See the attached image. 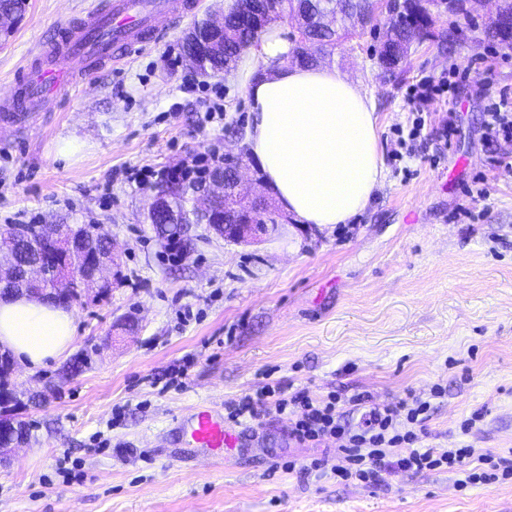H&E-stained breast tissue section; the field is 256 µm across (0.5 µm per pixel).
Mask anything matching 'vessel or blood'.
<instances>
[{
    "instance_id": "1",
    "label": "vessel or blood",
    "mask_w": 512,
    "mask_h": 512,
    "mask_svg": "<svg viewBox=\"0 0 512 512\" xmlns=\"http://www.w3.org/2000/svg\"><path fill=\"white\" fill-rule=\"evenodd\" d=\"M197 7V0H101L27 61L15 79V93L0 98V115L50 110L74 87L92 83L103 70L159 40ZM179 428L190 447L213 458L236 445L223 418L209 406L191 408Z\"/></svg>"
}]
</instances>
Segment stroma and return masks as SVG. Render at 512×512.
Returning a JSON list of instances; mask_svg holds the SVG:
<instances>
[{
	"label": "stroma",
	"instance_id": "obj_1",
	"mask_svg": "<svg viewBox=\"0 0 512 512\" xmlns=\"http://www.w3.org/2000/svg\"><path fill=\"white\" fill-rule=\"evenodd\" d=\"M91 2L26 0L0 38V93ZM487 22L436 19L392 74L373 33L325 51L322 65L373 99L383 158L371 201L345 224L290 220L243 244L195 224L170 253L146 219L160 183L138 187L124 170L236 151L250 116L238 70L205 76L185 60L187 21L57 111L0 128V225L98 224L118 253L108 290L71 305L65 356L15 366L25 400L11 412L30 440L0 464V512H512V478L463 487L438 469L337 482V440L297 442L284 416L234 424L239 445L221 460L174 428L196 404L221 408L272 381L315 398L429 400L423 446L475 449L479 471L482 454L512 452V141L484 127L492 99L512 100V44L488 38ZM427 75L448 78V97L410 109L406 89ZM216 85L224 116L208 123ZM418 119L423 144L395 158L396 129ZM174 364L183 385L153 387ZM314 460L311 474L287 468Z\"/></svg>",
	"mask_w": 512,
	"mask_h": 512
}]
</instances>
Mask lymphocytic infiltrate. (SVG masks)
Returning <instances> with one entry per match:
<instances>
[{
    "instance_id": "lymphocytic-infiltrate-1",
    "label": "lymphocytic infiltrate",
    "mask_w": 512,
    "mask_h": 512,
    "mask_svg": "<svg viewBox=\"0 0 512 512\" xmlns=\"http://www.w3.org/2000/svg\"><path fill=\"white\" fill-rule=\"evenodd\" d=\"M348 404L365 410L358 428L346 427L341 420V410ZM226 410L234 421H256L265 413L287 416L292 437L301 443L340 439L348 464L336 475L344 481L377 484L396 470L418 473L441 466L463 473L471 484H491L499 477L512 476V459H499L490 470L475 473L467 469L474 449L452 448L439 455L434 449L422 447L430 404L415 397L376 403L363 393L348 398L331 393L317 399L302 390L291 393L282 385L267 383L229 402Z\"/></svg>"
}]
</instances>
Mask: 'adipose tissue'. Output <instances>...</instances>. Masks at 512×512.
Here are the masks:
<instances>
[{"label": "adipose tissue", "mask_w": 512, "mask_h": 512, "mask_svg": "<svg viewBox=\"0 0 512 512\" xmlns=\"http://www.w3.org/2000/svg\"><path fill=\"white\" fill-rule=\"evenodd\" d=\"M291 51L274 26L242 65L251 155L300 223L343 224L365 209L382 174L375 109L336 70L289 64ZM75 332L64 308L26 296L0 300V345L28 367L57 360Z\"/></svg>", "instance_id": "1"}]
</instances>
